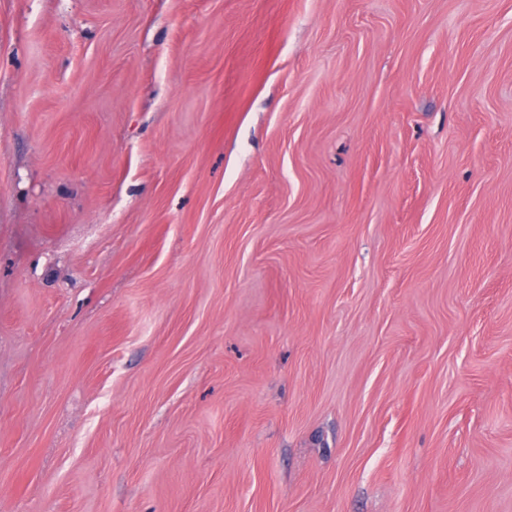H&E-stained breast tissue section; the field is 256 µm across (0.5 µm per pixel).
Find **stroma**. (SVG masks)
I'll return each instance as SVG.
<instances>
[{
	"label": "stroma",
	"instance_id": "stroma-1",
	"mask_svg": "<svg viewBox=\"0 0 512 512\" xmlns=\"http://www.w3.org/2000/svg\"><path fill=\"white\" fill-rule=\"evenodd\" d=\"M0 512H512V0H0Z\"/></svg>",
	"mask_w": 512,
	"mask_h": 512
}]
</instances>
